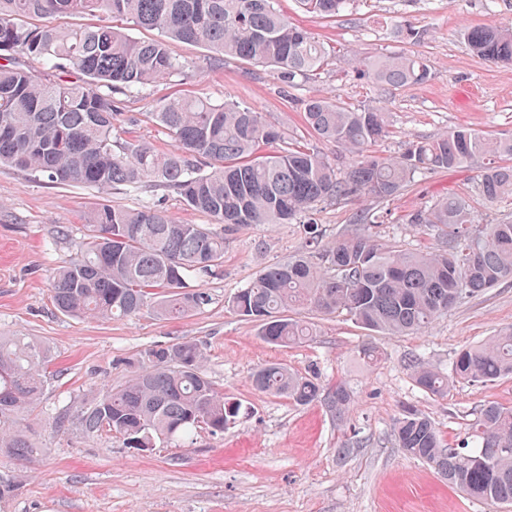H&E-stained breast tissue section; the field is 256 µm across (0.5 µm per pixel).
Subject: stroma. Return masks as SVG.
Instances as JSON below:
<instances>
[{
  "label": "stroma",
  "instance_id": "obj_1",
  "mask_svg": "<svg viewBox=\"0 0 512 512\" xmlns=\"http://www.w3.org/2000/svg\"><path fill=\"white\" fill-rule=\"evenodd\" d=\"M280 5L291 22L334 48L319 75L284 92L270 69L221 61L203 47L173 41L169 50L186 63L184 73L113 91L121 138L165 150L172 140L152 119L158 103L179 95L234 101L346 167L351 155L304 128V104L318 94L386 112L390 135L372 148L381 157L462 127L512 137V65L478 58L462 37L468 27L512 30V0H354L328 18L312 16L298 0ZM411 28L419 38L408 36ZM398 53L426 58L429 79L392 87L363 75L364 61ZM485 164L478 158L416 176L387 201L359 195L324 202L313 217L330 239L354 232L358 215L368 211L383 239L411 250L437 249L441 236L409 217L442 196L466 201L475 223L512 221V197L490 202L475 190ZM106 199L131 208L153 204L184 224L208 221L171 190L105 193L0 165V335L39 341L52 355L40 400L18 416L33 456L0 453V474L18 484L0 512H505L448 486L432 467L397 448L392 430L411 407L456 448L484 405L512 408V374L460 381L440 397L417 387L409 370L416 361L449 373L456 352L511 328L512 279L408 335L375 333L344 314L294 310L291 318L312 323L313 336L275 347L232 310L231 299L265 267L308 252L309 236L299 222L261 224L225 240L224 264L213 275L190 280V288L209 295L195 312L107 320L61 315L51 302L53 273L77 257L88 216ZM180 341L198 344L209 379L240 403L235 423L218 434L200 428L146 453L116 437L81 433L77 415L93 396L123 385L146 349ZM369 343L380 355L367 364L360 351ZM266 363L303 376L318 373L327 387L344 383L353 398L349 411L340 419L327 404L299 406L258 391L251 374Z\"/></svg>",
  "mask_w": 512,
  "mask_h": 512
}]
</instances>
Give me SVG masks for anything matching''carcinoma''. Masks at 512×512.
<instances>
[{"label": "carcinoma", "mask_w": 512, "mask_h": 512, "mask_svg": "<svg viewBox=\"0 0 512 512\" xmlns=\"http://www.w3.org/2000/svg\"><path fill=\"white\" fill-rule=\"evenodd\" d=\"M318 17H334L350 0H299ZM102 14L152 28L161 38L141 41L110 24L59 28L53 17ZM470 50L512 63V30L464 31ZM202 46L224 58L272 70L282 88L317 75L327 49L288 20L279 0H0V165L38 174L53 184L103 191L145 185L175 191L215 224H180L153 205L129 208L105 200L89 214L91 234L80 255L53 275L52 298L67 316L129 317L151 308L160 317L184 315L208 301L186 289L188 278L212 274L224 263V235L257 224L306 218L317 247L265 267L232 299L274 346L313 335L310 324L288 319V309L344 313L384 334L422 331L461 300L512 278V222L476 224L460 199L448 195L411 215L410 223L440 229L444 246L404 249L374 232L377 218L359 215L363 228L322 242L309 218L326 200L359 193L388 199L419 173L453 169L477 157L512 158V138L491 139L460 128L433 140L412 141L397 156L377 157L370 147L389 134L386 113L352 108L325 96L309 99L308 132L355 157L346 170L269 123L263 113L234 103L173 97L153 116L173 140L160 153L116 136L112 91L135 89L184 72L168 40ZM38 59L36 74L25 60ZM363 72L392 86L422 84L430 66L418 56H378ZM76 74L74 82L62 77ZM280 144L274 153L261 148ZM487 201L512 195V165H490L478 185ZM51 362L42 344L0 336V452L25 459L34 448L17 429L20 410L40 399ZM204 354L190 341L144 351L130 378L96 397L80 414L88 434L119 435L127 448L191 437L205 425L224 432L240 405L224 399L207 379ZM512 374V329L490 342L461 350L448 375L418 363L413 378L424 390L448 394L455 381H493ZM255 387L298 405L325 402L340 418L350 408L348 388L325 389L314 375L280 364L253 373ZM397 446L425 461L448 485L471 498L512 505V409L490 403L481 410L470 441L445 447L422 414L406 409L394 429Z\"/></svg>", "instance_id": "carcinoma-1"}]
</instances>
